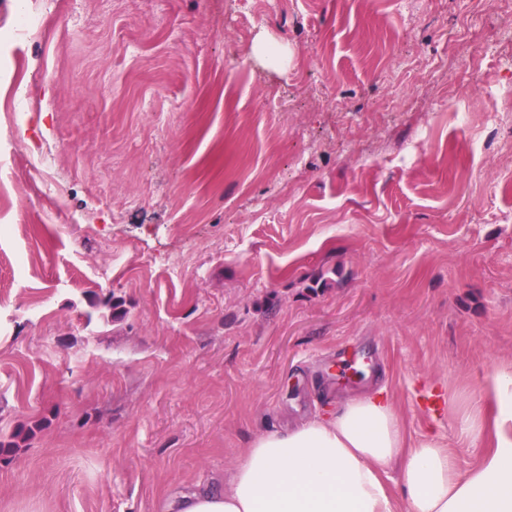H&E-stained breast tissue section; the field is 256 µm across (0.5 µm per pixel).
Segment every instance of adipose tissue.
<instances>
[{
	"label": "adipose tissue",
	"mask_w": 512,
	"mask_h": 512,
	"mask_svg": "<svg viewBox=\"0 0 512 512\" xmlns=\"http://www.w3.org/2000/svg\"><path fill=\"white\" fill-rule=\"evenodd\" d=\"M496 415L467 416L461 435L480 455L465 471L439 437L407 447L385 388L338 397L334 410L270 431L240 453L223 486L199 484L163 512H512V371L493 377ZM398 464L395 485L385 469Z\"/></svg>",
	"instance_id": "obj_1"
}]
</instances>
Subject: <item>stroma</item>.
Instances as JSON below:
<instances>
[{
  "label": "stroma",
  "mask_w": 512,
  "mask_h": 512,
  "mask_svg": "<svg viewBox=\"0 0 512 512\" xmlns=\"http://www.w3.org/2000/svg\"><path fill=\"white\" fill-rule=\"evenodd\" d=\"M509 82L512 0H0V512H161L373 382L469 468Z\"/></svg>",
  "instance_id": "stroma-1"
}]
</instances>
